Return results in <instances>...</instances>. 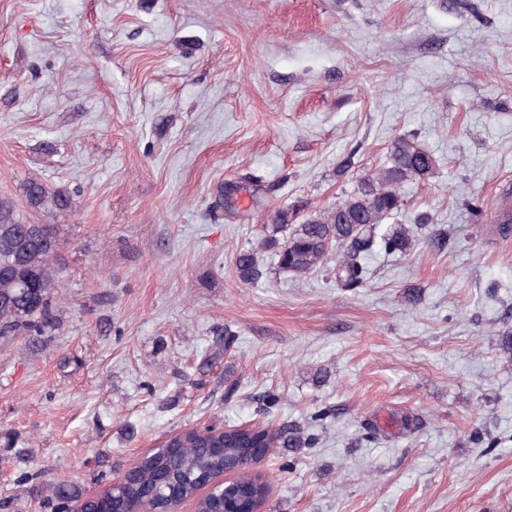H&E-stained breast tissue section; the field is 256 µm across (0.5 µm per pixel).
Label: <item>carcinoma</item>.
Returning a JSON list of instances; mask_svg holds the SVG:
<instances>
[{"label": "carcinoma", "instance_id": "obj_1", "mask_svg": "<svg viewBox=\"0 0 512 512\" xmlns=\"http://www.w3.org/2000/svg\"><path fill=\"white\" fill-rule=\"evenodd\" d=\"M437 160L410 136H400L388 148L385 164L364 176L351 195L335 207L299 219L300 209L284 207L274 211L271 223L256 249L241 251L235 258L238 279L249 284L262 276L261 254L270 252L278 269L304 276L322 268L332 248L340 249L336 282L355 289L365 281L364 255L375 243L376 229L401 211L400 188L407 181H427L434 177ZM28 208L33 212L62 213L71 207V198L49 190L31 179L24 187ZM391 254L404 255L413 245V229L395 224L380 235ZM64 245L57 224L28 223L17 216L12 202L0 199V340L7 342L24 332L41 336L55 327L54 299L59 288L55 262ZM269 448H297L299 433H289L273 425L265 427ZM183 452L171 456L163 448H153L142 457L123 483L120 495L131 505L145 504L164 509L167 502L160 489L171 485L184 497L196 500L199 512H218L220 498H197L203 478L219 472L224 462L238 456L233 447L215 442L189 429L178 433ZM56 507L97 505L65 487L49 491Z\"/></svg>", "mask_w": 512, "mask_h": 512}]
</instances>
